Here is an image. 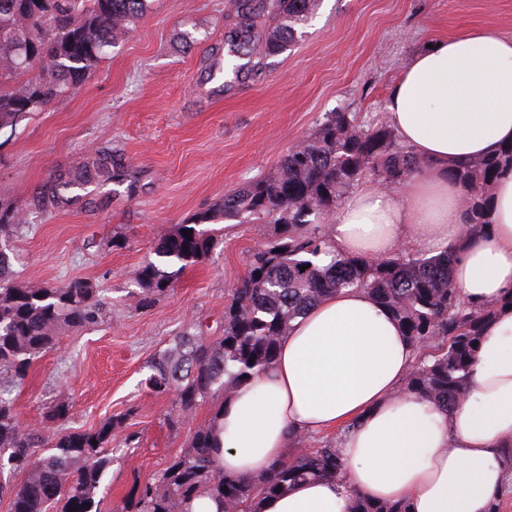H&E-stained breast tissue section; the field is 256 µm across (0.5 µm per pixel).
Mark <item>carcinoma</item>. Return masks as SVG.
I'll return each instance as SVG.
<instances>
[{
	"label": "carcinoma",
	"instance_id": "obj_1",
	"mask_svg": "<svg viewBox=\"0 0 512 512\" xmlns=\"http://www.w3.org/2000/svg\"><path fill=\"white\" fill-rule=\"evenodd\" d=\"M235 23L224 46L211 49L220 71L222 59L236 60L232 73L262 69L301 36L314 0H230ZM148 0H0V130L61 99L79 86L104 49L129 32L145 14ZM245 63L240 64L238 60ZM44 74L23 92L5 90L32 65ZM425 165L401 143L388 120L364 121L353 112H327L314 133L294 145L276 169L224 193L211 211L197 214L158 240L136 270L140 303L152 307L174 287L187 266L204 261L221 240L212 227L218 219L273 227V234L246 258L245 271L224 307L217 336L203 326L174 337L148 363L144 380L158 397H172L166 417L175 434L203 404L226 399L255 382L277 354L290 323L327 295L362 290L388 308L407 338L423 350L404 390L424 395L442 410L457 407L467 391L485 323L495 314L463 301L452 279L456 251L436 254L398 251L379 259L339 256L326 221L346 195L370 177L391 188L403 185ZM512 174V143L496 154L459 165L449 172L462 192L468 215L464 233L491 226L492 188ZM128 182L136 186L123 155L104 148L75 169H60L36 191L33 205L44 211L78 203L77 191L90 185ZM23 223L17 210L0 208V238ZM190 229L192 234L183 236ZM331 258L327 266L323 258ZM97 285L72 278L59 286L17 281L7 250L0 249V374L11 384L26 379L34 361L51 350L59 331L99 324L108 306ZM224 403L210 419L189 429L186 448L146 480L133 479L132 496L122 512H191L194 499L208 496L218 512H258L264 497L288 491L309 478L344 477L339 439L299 436L304 444L249 480L224 476L214 451V430ZM72 405L53 400L48 417L65 423ZM133 410L98 427L64 430L50 438L38 427H24L12 389L0 386V502L9 512H99L95 494L112 464L110 445ZM22 476L16 480V476ZM352 512H405L397 503L354 501Z\"/></svg>",
	"mask_w": 512,
	"mask_h": 512
}]
</instances>
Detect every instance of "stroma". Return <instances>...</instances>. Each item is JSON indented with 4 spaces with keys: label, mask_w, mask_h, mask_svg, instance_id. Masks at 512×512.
<instances>
[{
    "label": "stroma",
    "mask_w": 512,
    "mask_h": 512,
    "mask_svg": "<svg viewBox=\"0 0 512 512\" xmlns=\"http://www.w3.org/2000/svg\"><path fill=\"white\" fill-rule=\"evenodd\" d=\"M233 22L229 0H148L145 16L76 90L0 130V206L27 218L8 240L16 275L34 285L87 278L110 300L102 325L61 330L13 389L20 422L48 434L58 424L46 408L59 397L72 405V430L127 414L135 441L112 454L100 512H116L133 476L154 474L185 447L187 433L165 423L171 399L143 385L147 363L194 324H221L263 234L225 222L213 254L143 309L131 279L155 242L228 190L272 172L324 113L384 115L403 64L431 40L476 27L511 36L512 0H317L290 50L224 87L210 78L208 57ZM104 146L135 171V193L109 184L70 208H33L52 170L78 167ZM115 236L123 247H109Z\"/></svg>",
    "instance_id": "obj_1"
}]
</instances>
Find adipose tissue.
<instances>
[{
	"instance_id": "adipose-tissue-1",
	"label": "adipose tissue",
	"mask_w": 512,
	"mask_h": 512,
	"mask_svg": "<svg viewBox=\"0 0 512 512\" xmlns=\"http://www.w3.org/2000/svg\"><path fill=\"white\" fill-rule=\"evenodd\" d=\"M387 119L426 166L394 193L366 186L337 210L332 245L380 258L403 246L462 245L453 277L465 300L512 293V175L493 189L488 233L463 236L449 169L512 142V37L472 28L415 52L392 83ZM419 357L389 310L346 289L294 320L273 365L226 401L218 435L228 476L283 458L297 435L337 429L343 482L317 478L262 501L261 512H350L355 498L409 512H494L512 473V307L485 329L462 405L446 412L403 392Z\"/></svg>"
}]
</instances>
